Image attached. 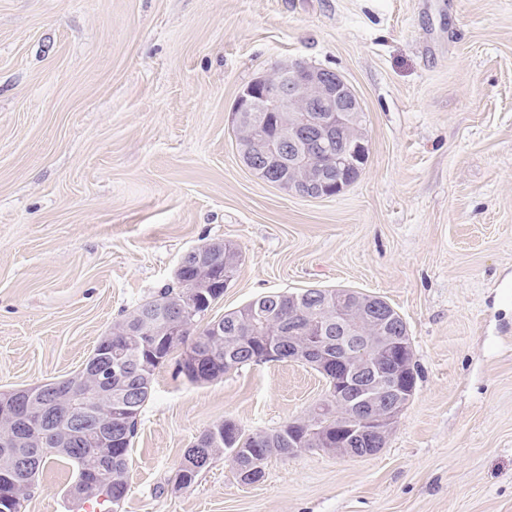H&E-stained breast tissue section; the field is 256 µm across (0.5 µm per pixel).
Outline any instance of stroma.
Segmentation results:
<instances>
[{
	"mask_svg": "<svg viewBox=\"0 0 512 512\" xmlns=\"http://www.w3.org/2000/svg\"><path fill=\"white\" fill-rule=\"evenodd\" d=\"M342 75L369 159L342 194L253 175L238 92L282 62ZM242 251L220 319L271 292L347 288L404 319L416 390L376 455L305 450L238 482L216 456L326 393L297 363L209 383L157 370L120 512H512V0H0V393L79 372L102 336L174 286L186 252ZM51 461L21 512H96Z\"/></svg>",
	"mask_w": 512,
	"mask_h": 512,
	"instance_id": "stroma-1",
	"label": "stroma"
}]
</instances>
